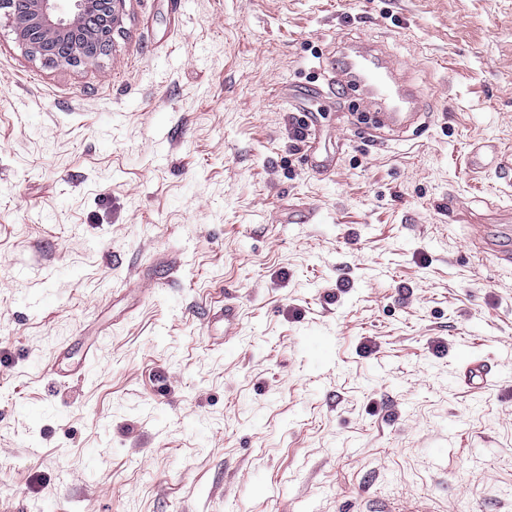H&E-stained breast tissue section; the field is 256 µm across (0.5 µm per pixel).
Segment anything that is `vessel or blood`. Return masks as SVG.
<instances>
[{
    "label": "vessel or blood",
    "instance_id": "vessel-or-blood-1",
    "mask_svg": "<svg viewBox=\"0 0 512 512\" xmlns=\"http://www.w3.org/2000/svg\"><path fill=\"white\" fill-rule=\"evenodd\" d=\"M333 73L337 88L360 90L363 99L375 107L378 128L406 132L410 115L422 109L420 89L399 72L383 46L357 41L344 45Z\"/></svg>",
    "mask_w": 512,
    "mask_h": 512
}]
</instances>
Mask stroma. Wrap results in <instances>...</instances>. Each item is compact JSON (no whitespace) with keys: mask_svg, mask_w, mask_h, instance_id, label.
<instances>
[{"mask_svg":"<svg viewBox=\"0 0 512 512\" xmlns=\"http://www.w3.org/2000/svg\"><path fill=\"white\" fill-rule=\"evenodd\" d=\"M349 41L416 127L330 92ZM475 145L512 152V0H125L78 68L0 17V512H512V175ZM333 66L336 92L344 86L361 91L364 100L375 106L376 125L389 131L410 129L409 116L419 114L422 93L395 64L382 45H366L352 41L337 51Z\"/></svg>","mask_w":512,"mask_h":512,"instance_id":"stroma-1","label":"stroma"}]
</instances>
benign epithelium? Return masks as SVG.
<instances>
[{
    "label": "benign epithelium",
    "mask_w": 512,
    "mask_h": 512,
    "mask_svg": "<svg viewBox=\"0 0 512 512\" xmlns=\"http://www.w3.org/2000/svg\"><path fill=\"white\" fill-rule=\"evenodd\" d=\"M0 0L27 52L48 64L76 68L107 54L125 0Z\"/></svg>",
    "instance_id": "7a95c632"
}]
</instances>
